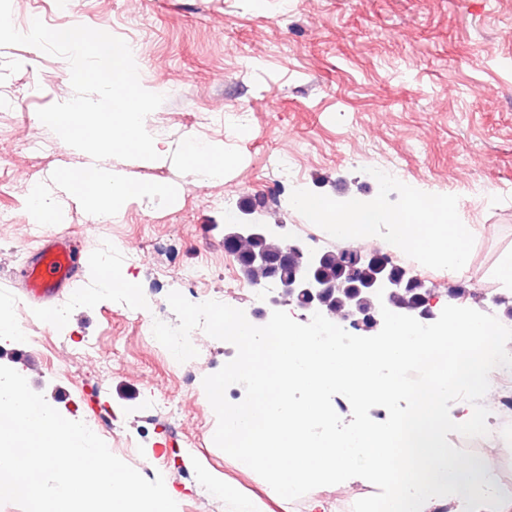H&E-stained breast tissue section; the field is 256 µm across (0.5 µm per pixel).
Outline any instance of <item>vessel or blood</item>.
Segmentation results:
<instances>
[{"instance_id": "vessel-or-blood-1", "label": "vessel or blood", "mask_w": 512, "mask_h": 512, "mask_svg": "<svg viewBox=\"0 0 512 512\" xmlns=\"http://www.w3.org/2000/svg\"><path fill=\"white\" fill-rule=\"evenodd\" d=\"M74 247L70 235L48 237L38 251L36 262L21 269L19 277L34 303L49 305L71 287L79 270Z\"/></svg>"}]
</instances>
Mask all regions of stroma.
Segmentation results:
<instances>
[{"label":"stroma","mask_w":512,"mask_h":512,"mask_svg":"<svg viewBox=\"0 0 512 512\" xmlns=\"http://www.w3.org/2000/svg\"><path fill=\"white\" fill-rule=\"evenodd\" d=\"M74 6L61 14L53 0H12L13 21L19 29L36 18L55 30L92 26L142 44L135 59L141 85L181 90L147 118L161 125L166 151L153 161L99 164L175 185L178 195L165 207L127 201L102 224L52 185L55 169L94 163L37 117L39 109L72 97L66 61L24 45L0 47L6 86L22 102L0 124L31 127L54 145L34 158L18 151L16 137L0 138V206L15 209L21 220L0 233V299L19 302L21 322L44 341L31 346L15 338L12 324L0 325V365L22 374L66 419L100 418L111 434L133 441L117 457L148 480L164 476L182 494L180 512H237L242 497L259 499L265 512H309L314 499L326 512H352L356 500L373 495L372 487L339 499L335 486H321L279 502L258 474L240 469L215 445L217 419L202 381L232 360L230 344L202 336L189 371L158 341L141 336L139 322L170 291L191 301L200 292L223 294L224 230L243 221L245 200L254 202L258 217L272 213L277 223L306 225L308 214L291 203L296 195H353L401 211L411 187L426 198H453L457 222L476 229L465 267L431 268L440 278L437 309L456 305L489 314V296L512 300V288L496 276L499 262L512 254V0H75ZM234 107L251 114L247 135L219 119L221 109ZM188 142L223 145V180L201 187L182 157ZM291 150L298 178L285 185L274 160ZM378 164L393 165L397 176L368 177L366 168ZM35 187L60 208L41 238L68 234L83 256L106 248L113 267L133 280V297L118 290L101 296L96 268L86 263L72 286L83 301L70 320L29 299L17 271L39 247L23 237ZM217 196L222 204H214ZM128 245L142 248L144 261L129 262ZM201 267L209 276L200 290L186 288L180 273ZM457 288L464 297H453ZM60 331L73 354L64 367L48 362ZM94 344L107 356L108 373L86 356ZM151 392L161 408L148 414ZM204 466L224 475L226 492L201 482Z\"/></svg>","instance_id":"obj_1"}]
</instances>
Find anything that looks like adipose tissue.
I'll list each match as a JSON object with an SVG mask.
<instances>
[{
  "label": "adipose tissue",
  "instance_id": "ef3b65f1",
  "mask_svg": "<svg viewBox=\"0 0 512 512\" xmlns=\"http://www.w3.org/2000/svg\"><path fill=\"white\" fill-rule=\"evenodd\" d=\"M295 203L320 220L333 215L339 235L360 243L373 239L378 229L387 228L388 246L395 251L413 249L433 263L451 269L463 267L469 259L468 242L474 234L471 225L452 220L451 207H443L428 221L413 223L411 215L399 212L389 214L380 206L367 205L346 197L333 202L327 199L301 195Z\"/></svg>",
  "mask_w": 512,
  "mask_h": 512
}]
</instances>
